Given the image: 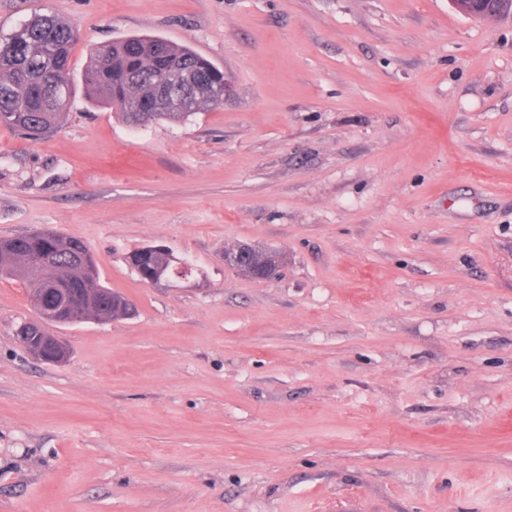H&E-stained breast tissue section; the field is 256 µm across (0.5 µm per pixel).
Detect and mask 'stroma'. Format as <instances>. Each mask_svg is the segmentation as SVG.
Returning a JSON list of instances; mask_svg holds the SVG:
<instances>
[{"instance_id": "1", "label": "stroma", "mask_w": 512, "mask_h": 512, "mask_svg": "<svg viewBox=\"0 0 512 512\" xmlns=\"http://www.w3.org/2000/svg\"><path fill=\"white\" fill-rule=\"evenodd\" d=\"M76 26L77 90L0 127V238L85 242L131 318L18 340L0 279V512H512V19L450 0H0ZM152 35L224 103L129 126L80 85ZM279 251L281 277L226 267ZM167 246L185 282L126 261ZM457 10L475 18H496L501 13L494 8L493 0H451Z\"/></svg>"}]
</instances>
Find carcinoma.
<instances>
[{
  "label": "carcinoma",
  "instance_id": "carcinoma-1",
  "mask_svg": "<svg viewBox=\"0 0 512 512\" xmlns=\"http://www.w3.org/2000/svg\"><path fill=\"white\" fill-rule=\"evenodd\" d=\"M78 40L74 26L36 12L18 28L17 47L12 51L0 48L1 127L32 142L62 127L68 103L52 105L49 100L52 84L71 75V50ZM184 70L202 75L211 93L185 110L158 106L156 82L174 79ZM83 83L90 99L118 109L128 124L145 127L219 106L224 72L188 46L157 37L130 36L96 47ZM128 262L145 282L174 270L167 256L150 249L132 251ZM59 272L88 289L95 314L108 318L132 314L128 300L101 283L94 255L84 243L52 229L0 239L1 278L19 280L30 289L49 288Z\"/></svg>",
  "mask_w": 512,
  "mask_h": 512
}]
</instances>
